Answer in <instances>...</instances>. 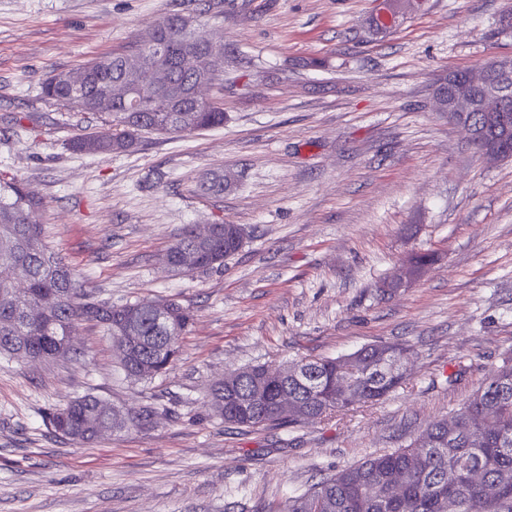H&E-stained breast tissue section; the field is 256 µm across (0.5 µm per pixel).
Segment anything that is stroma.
I'll return each mask as SVG.
<instances>
[{"label":"stroma","mask_w":512,"mask_h":512,"mask_svg":"<svg viewBox=\"0 0 512 512\" xmlns=\"http://www.w3.org/2000/svg\"><path fill=\"white\" fill-rule=\"evenodd\" d=\"M376 0H0V181L41 197L50 249L84 290L193 311L179 360L124 378L111 339L79 325L78 360L0 357V512H272L337 470L450 416L512 354V160L492 162L435 108L448 73L512 57V0H427L384 37ZM173 13L224 51L221 127L72 150L109 118L41 83L130 49ZM226 174L223 194L206 177ZM239 224L221 269L165 263L185 228ZM433 260L395 295L385 278ZM376 341L412 355L378 404L239 430L203 398L225 373L335 357ZM91 393L149 425L82 445L44 415Z\"/></svg>","instance_id":"1"}]
</instances>
